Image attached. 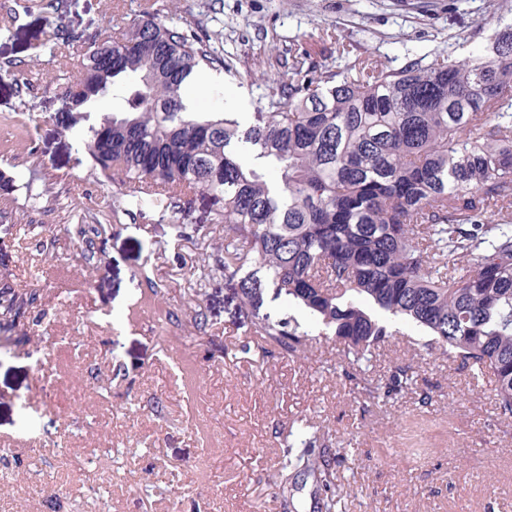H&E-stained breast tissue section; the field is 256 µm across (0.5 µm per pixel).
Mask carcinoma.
Returning a JSON list of instances; mask_svg holds the SVG:
<instances>
[{"label": "carcinoma", "mask_w": 512, "mask_h": 512, "mask_svg": "<svg viewBox=\"0 0 512 512\" xmlns=\"http://www.w3.org/2000/svg\"><path fill=\"white\" fill-rule=\"evenodd\" d=\"M45 20L70 0H39ZM87 34L52 30L50 54L76 48L80 69L62 92L61 124L77 132L93 170L115 184L112 211L148 201L185 210L211 197L224 256L200 269L246 307L270 289L334 336L349 392L383 402L412 385L410 366L385 380L365 363L389 331L376 316L411 321L435 348L494 383L498 418L512 421V24L476 50L422 55L402 70L352 55L336 34L338 69L315 72L290 55L288 83L271 82L251 123L235 112H197L187 89L228 68L198 28L145 3L123 23ZM110 50L112 72L97 63ZM119 96L121 112L100 105ZM497 207L491 221L485 206ZM36 297L0 287V331L22 330ZM250 335L281 355L304 353L309 332L255 315ZM284 451L283 509L294 475L314 476L322 509L335 507L336 453L296 421Z\"/></svg>", "instance_id": "1"}]
</instances>
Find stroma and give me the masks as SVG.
Segmentation results:
<instances>
[{
	"mask_svg": "<svg viewBox=\"0 0 512 512\" xmlns=\"http://www.w3.org/2000/svg\"><path fill=\"white\" fill-rule=\"evenodd\" d=\"M144 0H71L58 27L76 34L138 14ZM162 14L195 23L231 68L206 75L192 96L200 112H235L271 80L288 77L289 48L321 70L336 59L339 30L355 53L392 68L416 55L474 48L512 22V0H155ZM38 9L0 32V283L36 295L33 325L0 350V512H282L277 495L282 439L310 419L336 449L335 512H512V424L498 421L489 381L428 355L424 330L392 323L373 363L412 365L414 385L394 400L364 404L340 377L342 353L318 337L304 310L265 299L260 311L313 334L304 357L265 354L249 336L223 277L193 274L224 251V227L177 239L151 207L91 216L110 195L73 133L54 116L77 54H49ZM25 63L37 85L19 92L6 72ZM100 221L108 259L76 263L75 227ZM52 229L48 250L32 225ZM162 288V307L182 327L160 329L143 312L142 270ZM202 310L208 333L190 319ZM52 346L47 385L32 355ZM430 392L429 406L418 403ZM65 444L55 442L57 431ZM84 460L82 469L72 460Z\"/></svg>",
	"mask_w": 512,
	"mask_h": 512,
	"instance_id": "1",
	"label": "stroma"
}]
</instances>
